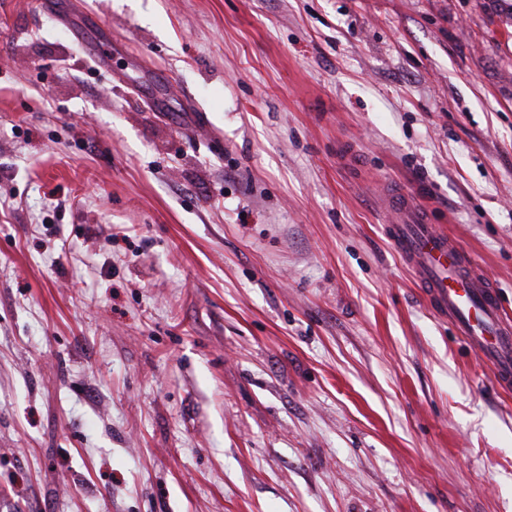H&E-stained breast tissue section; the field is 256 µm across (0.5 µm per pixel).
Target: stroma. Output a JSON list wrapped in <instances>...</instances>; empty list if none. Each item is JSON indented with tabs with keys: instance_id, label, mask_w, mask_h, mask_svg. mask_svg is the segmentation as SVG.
<instances>
[{
	"instance_id": "stroma-1",
	"label": "stroma",
	"mask_w": 512,
	"mask_h": 512,
	"mask_svg": "<svg viewBox=\"0 0 512 512\" xmlns=\"http://www.w3.org/2000/svg\"><path fill=\"white\" fill-rule=\"evenodd\" d=\"M512 0H0V512H512ZM392 242L426 288L436 311L491 367L494 382L512 388V325L496 286L450 236L430 224L426 210L406 192L389 197Z\"/></svg>"
}]
</instances>
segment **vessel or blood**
<instances>
[{
	"instance_id": "obj_1",
	"label": "vessel or blood",
	"mask_w": 512,
	"mask_h": 512,
	"mask_svg": "<svg viewBox=\"0 0 512 512\" xmlns=\"http://www.w3.org/2000/svg\"><path fill=\"white\" fill-rule=\"evenodd\" d=\"M392 242L404 263L418 275L436 311L491 367L495 383L512 388V322L496 286L471 256L428 221L424 208L406 192L389 198Z\"/></svg>"
}]
</instances>
